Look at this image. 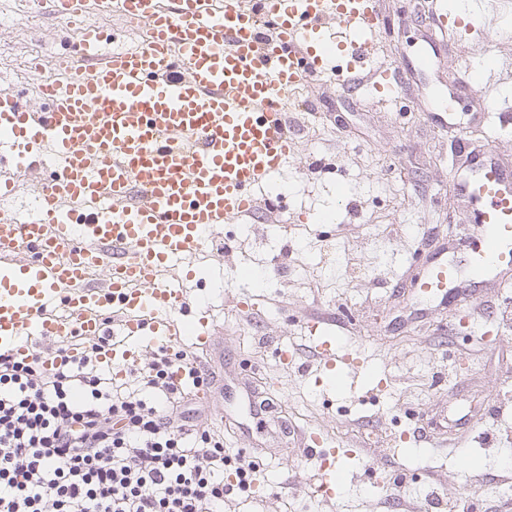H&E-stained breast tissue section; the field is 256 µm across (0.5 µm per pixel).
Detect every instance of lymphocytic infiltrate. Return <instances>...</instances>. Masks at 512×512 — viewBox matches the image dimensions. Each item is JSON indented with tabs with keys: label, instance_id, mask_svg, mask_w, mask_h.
<instances>
[{
	"label": "lymphocytic infiltrate",
	"instance_id": "1",
	"mask_svg": "<svg viewBox=\"0 0 512 512\" xmlns=\"http://www.w3.org/2000/svg\"><path fill=\"white\" fill-rule=\"evenodd\" d=\"M100 349L59 344L49 369L0 353V512H224L228 466L250 490L258 461L226 456L223 433L182 408L196 357L161 344L119 381Z\"/></svg>",
	"mask_w": 512,
	"mask_h": 512
}]
</instances>
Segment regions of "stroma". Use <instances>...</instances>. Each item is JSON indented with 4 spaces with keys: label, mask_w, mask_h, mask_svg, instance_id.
I'll return each instance as SVG.
<instances>
[{
    "label": "stroma",
    "mask_w": 512,
    "mask_h": 512,
    "mask_svg": "<svg viewBox=\"0 0 512 512\" xmlns=\"http://www.w3.org/2000/svg\"><path fill=\"white\" fill-rule=\"evenodd\" d=\"M386 58L409 67L439 34L412 0H380ZM484 49L463 43L413 74L398 99L378 103L362 89L318 77L295 94L298 152L258 192L254 216L225 225L224 265L208 253L184 318L209 312L219 350L204 361L213 397L199 404L212 423H230L225 447L260 449L263 470L250 491L232 490L231 512H446L471 489L480 512H512V286L492 281L469 305H444L416 288L431 252L470 230V202L454 171L462 163L452 134L432 110L450 102L449 123L469 146H495L512 163V137L488 111L494 95L512 103V0H486ZM77 27L26 0H0V87L33 96L53 80L58 56L74 52ZM496 72L491 94L471 92L464 68ZM258 273L261 287L240 278ZM254 305L252 319L237 304ZM326 314L324 335L368 363L358 388H323L308 320ZM494 342L478 332L485 316ZM295 355V365L279 357ZM261 378L296 427L282 435L274 415L253 408L246 386ZM316 432L344 449L334 501L316 496L317 454L301 435ZM401 477L393 486V477Z\"/></svg>",
    "instance_id": "1"
}]
</instances>
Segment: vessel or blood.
Instances as JSON below:
<instances>
[{"label": "vessel or blood", "instance_id": "1", "mask_svg": "<svg viewBox=\"0 0 512 512\" xmlns=\"http://www.w3.org/2000/svg\"><path fill=\"white\" fill-rule=\"evenodd\" d=\"M63 21L117 11L144 25L141 44L111 42L86 28L80 53L59 58L61 77L28 101L0 98V199L11 173L50 168L35 179L26 208L0 218V351L18 357L51 343L116 337L99 362L113 378L139 365L152 346L194 336L210 351L206 317L182 313L188 280L169 268L206 245L223 249L225 224L253 212L254 191L281 173L297 143L284 114L292 92L311 78L337 75L352 88L402 93V68L368 69L382 18L375 0H31ZM464 39L487 38L470 11ZM475 203L472 231L456 248L464 261L433 262L424 293L447 297L457 283L476 287L512 273V166L494 148L457 173ZM322 375L357 372L352 351L324 339L315 347ZM318 491L330 497L336 451L322 449Z\"/></svg>", "mask_w": 512, "mask_h": 512}]
</instances>
